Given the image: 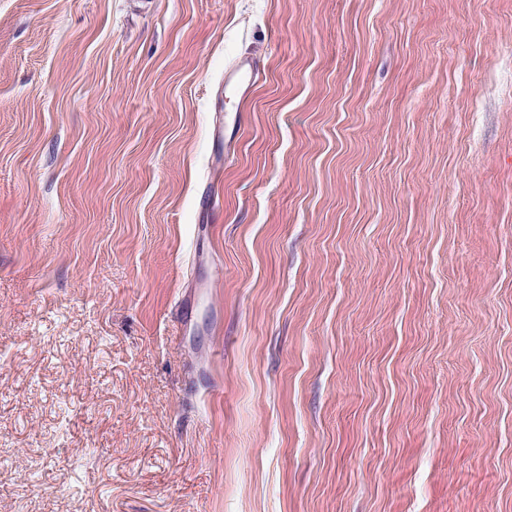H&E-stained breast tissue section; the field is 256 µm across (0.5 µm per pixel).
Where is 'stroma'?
Listing matches in <instances>:
<instances>
[{
	"mask_svg": "<svg viewBox=\"0 0 512 512\" xmlns=\"http://www.w3.org/2000/svg\"><path fill=\"white\" fill-rule=\"evenodd\" d=\"M0 512H512V0H0ZM262 70L256 63L235 64L224 74V95L238 101L237 111H244L247 97L253 86L260 80Z\"/></svg>",
	"mask_w": 512,
	"mask_h": 512,
	"instance_id": "35a3bbf8",
	"label": "stroma"
}]
</instances>
